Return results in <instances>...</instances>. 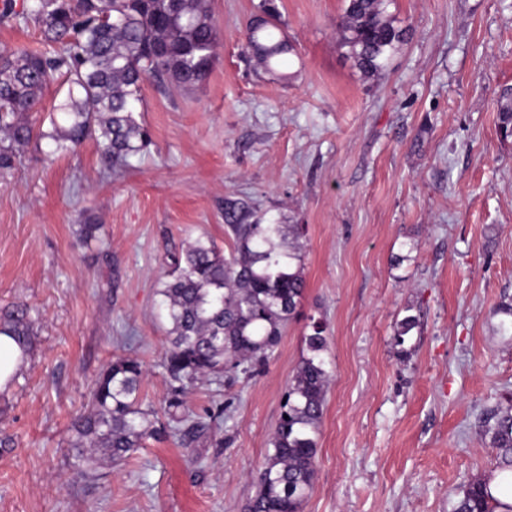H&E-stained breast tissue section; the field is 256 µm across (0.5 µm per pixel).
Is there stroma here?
<instances>
[{
  "label": "stroma",
  "instance_id": "1",
  "mask_svg": "<svg viewBox=\"0 0 512 512\" xmlns=\"http://www.w3.org/2000/svg\"><path fill=\"white\" fill-rule=\"evenodd\" d=\"M259 0H211L219 44L206 81L144 85L148 151L105 173L94 140L46 158L28 146L0 177V310L29 305L31 349L0 390V512H245L322 319L332 380L302 512H451L493 471L485 413L512 404V0H394L406 29L367 78L338 43L344 0H276L294 46L287 78L254 69L243 34ZM305 228L306 289L268 365L190 390L215 415L191 446L148 439L121 466L81 470L70 441L113 357L144 367L161 409L169 256L229 252L227 201ZM101 225L81 240L79 225ZM418 332L395 341L399 320ZM498 130L503 139L512 138V88L504 89L498 97Z\"/></svg>",
  "mask_w": 512,
  "mask_h": 512
}]
</instances>
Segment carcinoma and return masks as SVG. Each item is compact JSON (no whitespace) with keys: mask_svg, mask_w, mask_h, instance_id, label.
<instances>
[{"mask_svg":"<svg viewBox=\"0 0 512 512\" xmlns=\"http://www.w3.org/2000/svg\"><path fill=\"white\" fill-rule=\"evenodd\" d=\"M393 0H345L338 23L339 45L364 75L382 71L405 42L406 30L388 13ZM250 22L246 49L254 68L277 73L293 50L281 28L274 0H262ZM40 28L51 50L16 47L0 53V176L12 173L20 150L48 139L57 151L96 140L105 167H126L150 145L138 119L144 84L188 90L202 84L215 59L218 34L210 0H15L0 3V23ZM60 81L63 99L50 111L43 90ZM498 130L512 138V88L498 97ZM47 112L50 130L36 128L29 114ZM234 253L227 259L214 244L196 239L170 255L171 270L159 294L170 328L163 354L168 389L163 422L142 408V363L113 359L91 394V412L75 423L70 447L82 465L108 460L124 464L148 438L180 428L184 445L204 430L189 421L186 396L200 380L220 378L225 366L254 373L264 368L285 328L299 314L306 280L301 224H265L239 202L224 209ZM29 306L0 312V334L21 352L32 344ZM304 336L307 350L285 391L281 418L269 453L253 476L255 495L247 512H301L316 476L317 434L331 377L325 325L313 321ZM483 435L496 453V468L512 471V406L484 420ZM477 478L464 485L452 512H496Z\"/></svg>","mask_w":512,"mask_h":512,"instance_id":"obj_1","label":"carcinoma"}]
</instances>
